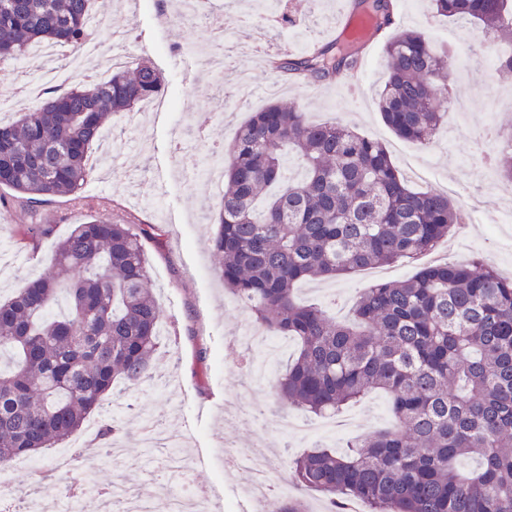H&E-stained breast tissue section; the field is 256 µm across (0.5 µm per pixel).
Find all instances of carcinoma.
Here are the masks:
<instances>
[{"instance_id":"carcinoma-1","label":"carcinoma","mask_w":512,"mask_h":512,"mask_svg":"<svg viewBox=\"0 0 512 512\" xmlns=\"http://www.w3.org/2000/svg\"><path fill=\"white\" fill-rule=\"evenodd\" d=\"M372 20L365 39L340 33L279 69L334 83L363 49L383 42L387 76L378 110L398 136L428 145L447 114L452 58L421 30H391L395 0H351ZM452 22L482 27L483 44H512V0H429ZM92 0H0V65L38 45L79 50L90 36ZM163 88L147 64L61 91L0 123V207L24 219L28 204L71 196L86 219L59 240L55 271L0 298V470L65 443L111 401L114 381L141 384L162 346L161 307L143 237L108 222L82 195L99 133ZM493 156L512 180V129L496 130ZM302 168L300 180L289 176ZM224 194L211 248L224 287L262 331L298 342L270 385L319 416L384 392L393 424L350 441L338 455L317 445L289 463L294 483L370 512H512V279L480 260L444 262L365 289L350 322L295 299L297 284L334 279L432 251L460 223L448 195L412 189L385 145L340 122H315L300 106L254 112L224 150ZM55 225H16L35 250ZM123 432L102 429V455ZM74 454L62 479L87 495L93 470Z\"/></svg>"}]
</instances>
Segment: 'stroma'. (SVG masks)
Returning <instances> with one entry per match:
<instances>
[{
    "label": "stroma",
    "instance_id": "obj_1",
    "mask_svg": "<svg viewBox=\"0 0 512 512\" xmlns=\"http://www.w3.org/2000/svg\"><path fill=\"white\" fill-rule=\"evenodd\" d=\"M348 4L349 0H297L296 24L292 27L281 26L278 16L264 17L255 11L225 15L228 65L247 70L257 91L251 103L243 104L225 94L222 85L202 75L195 58L185 50L188 42L207 37L205 21H165L163 10L152 0H96L103 20L96 39L103 57L112 56L116 31H131L132 40L125 47L131 62L152 66L165 80L160 93L162 107L145 119L130 120L122 113L113 116L112 143L122 148L124 161L110 176L93 174L84 187L85 194L109 201V208L102 213L104 219L165 228L159 241L147 244L162 322L174 334L172 341L163 344L152 371L163 384L158 387L150 381L128 390L122 406L91 414L67 443L71 449L98 447L102 420L113 417L122 421L127 433L118 443L128 461L122 475L129 486L154 484L168 440L174 437L194 464L193 479L211 489L219 512H254L252 501L244 493L248 475L229 473L225 466L230 450H245L271 463L272 476L281 482V494L266 501V512H280L285 496L303 498L307 512H322L325 499L316 492L298 490L288 477L287 459L317 444L343 451L355 436L345 427L347 418L367 422L375 430L393 423L387 397L373 393L337 414L333 436H322L316 430L295 435L281 428V421L294 415L295 407L277 402L264 388L256 386L239 363V354L257 359L261 349L243 343L234 354L227 347L230 340L243 335L250 319L225 293L208 248L219 194L205 183L181 180L174 140H181L189 153L197 147L206 150L228 145L251 112L277 97L298 103L313 119L338 120L383 142L397 166L408 161L423 166L425 177L409 176L412 188L444 192L449 184L462 185L459 201L470 209L467 237L442 242L435 253L415 262L360 270L300 287L299 298L326 306L336 319L349 317L354 301L375 277L386 281L408 279L437 255L458 262L478 257L512 278V223L498 221L505 211L512 210V199L485 194L476 142L485 126L512 127V85L498 82L492 71L473 63L465 76V88L478 92L497 87L502 104L493 108L484 99H477L464 119L449 116L446 128L438 132V140L424 147L397 137L377 110L376 99L386 78L381 43H372L366 51L364 97L357 104L349 101L342 83L309 85L285 79L254 54V27L280 31L281 42L298 54L331 38L333 31L326 19L339 15ZM396 11L406 26L424 31L440 45L447 44L455 28L453 22L432 13L427 0H396ZM16 222L13 212L0 215L3 297L21 288L25 279L52 272L53 239L43 241L34 252L19 249L15 243ZM11 481L26 486L45 503L58 501L47 456H36L33 469L12 474Z\"/></svg>",
    "mask_w": 512,
    "mask_h": 512
}]
</instances>
